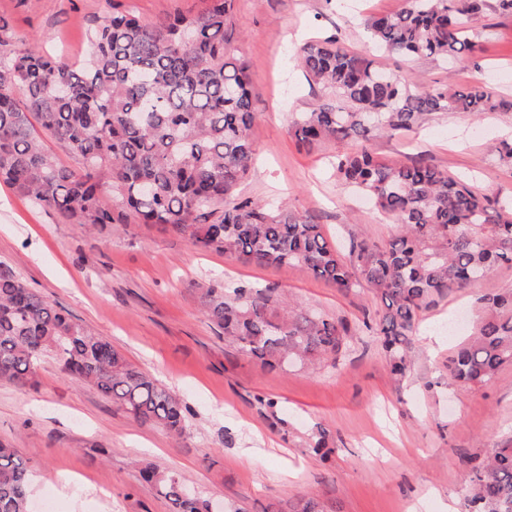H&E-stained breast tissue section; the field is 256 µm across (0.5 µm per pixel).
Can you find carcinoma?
<instances>
[{"label":"carcinoma","mask_w":512,"mask_h":512,"mask_svg":"<svg viewBox=\"0 0 512 512\" xmlns=\"http://www.w3.org/2000/svg\"><path fill=\"white\" fill-rule=\"evenodd\" d=\"M234 2L209 0L197 15L156 21L115 8L90 33L81 65L14 38L0 17V181L86 229L102 230L129 211L206 251L257 266H299L341 292L365 286L380 308L363 326L380 337L401 383L421 315L512 264V201L480 194L430 164L384 162L358 142L401 135L436 111L481 117L512 104L480 83L419 91L337 35L300 47L299 67L324 96L292 116L293 136L308 151L328 140L352 144L336 156L337 177L399 229L384 244L357 236L347 261L321 225L237 191L253 161L258 111L248 65L225 46ZM486 7L487 0H407L363 27L396 57L475 60L482 47L469 21ZM33 118L79 156L80 169L48 152ZM201 299L224 338L270 369L334 359L356 335L348 321L298 305L275 284L210 280ZM479 303V324L447 365L448 379L470 387L512 364V292ZM48 356L133 421L178 439L188 434L189 410L174 392L0 267V380L25 385ZM466 466L465 512H512V446L470 457ZM143 478L174 512H209L208 501L180 496L179 475L146 467ZM29 489L27 460L0 443V512H29Z\"/></svg>","instance_id":"carcinoma-1"}]
</instances>
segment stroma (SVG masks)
<instances>
[{"label": "stroma", "instance_id": "35a3bbf8", "mask_svg": "<svg viewBox=\"0 0 512 512\" xmlns=\"http://www.w3.org/2000/svg\"><path fill=\"white\" fill-rule=\"evenodd\" d=\"M406 0H236L228 47L249 66L258 108L256 162L241 195L284 206L319 224L341 253L365 233L387 242L396 225L342 186L332 162L348 145L299 149L289 129L319 90L296 56L305 42L343 32L347 47L399 67L412 85L480 83L512 99V15L488 7L472 20L483 51L478 66L431 58L402 61L368 41L366 16L401 11ZM111 0H0L9 32L70 60L88 51L89 21ZM512 137V110L480 119L438 112L406 136L377 134L366 146L385 161L424 159L481 192L512 197V168L494 144ZM0 264L30 288L112 342L126 358L173 390L189 408L178 440L142 426L95 387L66 377L44 358L24 386L0 381V442L19 448L32 469V512H172L145 484L150 466L181 474L195 494L226 512H288L314 497L322 512H461L468 457L512 443V365L480 387L450 382L445 365L483 314L480 296L512 291V266L426 311L410 344L411 370L395 386L378 337L361 333L318 369L262 367L224 340L201 311L200 287L231 276L275 283L308 309L359 323L379 302L366 288L340 293L297 267H259L160 227L123 223L89 231L33 206L0 184ZM328 431L333 453L313 445Z\"/></svg>", "mask_w": 512, "mask_h": 512}]
</instances>
